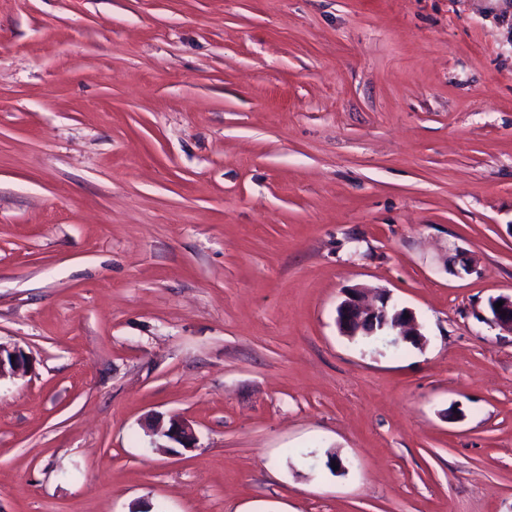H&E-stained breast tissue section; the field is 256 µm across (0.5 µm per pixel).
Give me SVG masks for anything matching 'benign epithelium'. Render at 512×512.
<instances>
[{
  "mask_svg": "<svg viewBox=\"0 0 512 512\" xmlns=\"http://www.w3.org/2000/svg\"><path fill=\"white\" fill-rule=\"evenodd\" d=\"M499 301L502 306L497 308L495 304ZM488 307L491 317H485L483 321L512 334V295L492 298ZM336 325L342 335L352 339L387 336L391 345L403 342L418 347L427 342L414 312L391 303L385 292L379 294L374 302L367 303L363 299L362 289L355 287L345 290L344 298L336 306ZM30 369V358L23 349L0 344V379L24 377ZM149 434L177 444L184 450H190L196 444L194 429L178 417L171 418L166 425H153Z\"/></svg>",
  "mask_w": 512,
  "mask_h": 512,
  "instance_id": "1",
  "label": "benign epithelium"
}]
</instances>
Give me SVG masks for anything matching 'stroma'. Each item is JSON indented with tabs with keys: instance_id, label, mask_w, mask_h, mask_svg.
<instances>
[{
	"instance_id": "35a3bbf8",
	"label": "stroma",
	"mask_w": 512,
	"mask_h": 512,
	"mask_svg": "<svg viewBox=\"0 0 512 512\" xmlns=\"http://www.w3.org/2000/svg\"><path fill=\"white\" fill-rule=\"evenodd\" d=\"M511 294L512 0H0V512H512ZM344 293L336 306V325L342 335L352 339L389 336L390 345L403 342L419 347L426 344L414 312L391 303L387 293H380L373 303L364 301L362 288H349ZM499 301H503V304L500 309H497L495 304ZM488 307L491 317H484L483 321L490 325V327L498 328L512 335V294L510 296L501 295L490 299ZM503 311H506V316H503ZM31 369L29 356L19 347H7L0 343V379L24 377ZM149 434L179 445L178 447L167 446L166 448H182L183 450L195 448L196 435L194 429L178 417H172L167 425L161 423L153 425Z\"/></svg>"
}]
</instances>
